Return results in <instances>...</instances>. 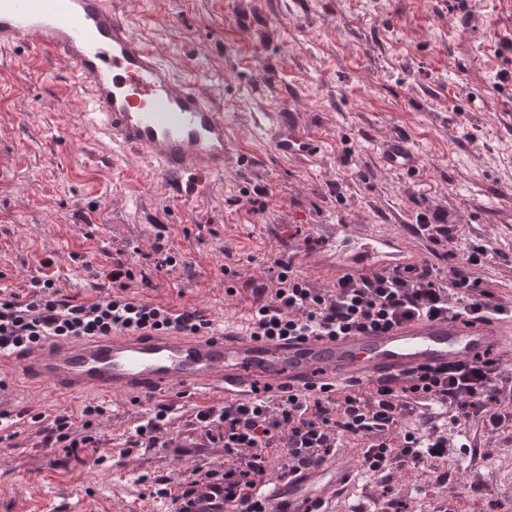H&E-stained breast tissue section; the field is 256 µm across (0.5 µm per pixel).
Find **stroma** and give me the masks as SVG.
<instances>
[{
  "label": "stroma",
  "mask_w": 512,
  "mask_h": 512,
  "mask_svg": "<svg viewBox=\"0 0 512 512\" xmlns=\"http://www.w3.org/2000/svg\"><path fill=\"white\" fill-rule=\"evenodd\" d=\"M136 36L177 74L221 93L230 136L224 173L196 198L133 158L106 149L60 97L67 66L0 55V288H25L50 262L64 294L94 296L96 276L121 259L150 274L145 299L193 307L215 323L250 322L248 281L274 284V261L343 222L409 232L420 214L447 211L458 236L496 253L479 275L495 301L512 303V0H112ZM266 112L293 114L317 135L312 158L281 159L256 128ZM405 134L420 169L384 168L381 141ZM266 197L265 212L252 202ZM175 255L155 270V245ZM238 289L226 294L227 271ZM15 410L79 413L87 396L58 402L6 373ZM104 439L93 460L59 465L57 448L33 445L36 428L0 444V512H170L193 469L223 464L220 448H189L203 399L185 400L171 448L126 449L154 402L105 398ZM359 440L345 449L360 471L336 512H375L383 489L406 512H512V435L471 426L448 456V483L414 465L384 477L362 467Z\"/></svg>",
  "instance_id": "1"
}]
</instances>
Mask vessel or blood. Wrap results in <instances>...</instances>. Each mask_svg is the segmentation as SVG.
<instances>
[{
	"label": "vessel or blood",
	"mask_w": 512,
	"mask_h": 512,
	"mask_svg": "<svg viewBox=\"0 0 512 512\" xmlns=\"http://www.w3.org/2000/svg\"><path fill=\"white\" fill-rule=\"evenodd\" d=\"M27 49L33 60L54 58L72 67L70 96L83 103V123L116 157L136 156L190 197L202 177L224 172L228 124L216 96L177 76L147 41L135 37L112 0H0V52ZM260 129L279 157H312L321 146L266 113ZM379 158L391 171L412 173L420 161L402 135L383 141ZM425 238L329 225L313 255L298 251L319 277L366 275L421 266ZM487 356L512 362V318L439 316L386 330L292 339L256 337L232 324L207 336L170 330L56 341L24 353L0 352V370L19 369L33 386L57 398L82 394L121 398H178L215 394L251 401L256 390L279 396L288 388L331 385L347 393L379 385H407L426 369ZM342 454L300 469L260 492L273 512H310L335 499L351 481Z\"/></svg>",
	"instance_id": "obj_1"
}]
</instances>
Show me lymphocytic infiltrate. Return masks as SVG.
<instances>
[{"mask_svg":"<svg viewBox=\"0 0 512 512\" xmlns=\"http://www.w3.org/2000/svg\"><path fill=\"white\" fill-rule=\"evenodd\" d=\"M492 253L490 246L472 245L464 264L444 276L428 265L402 272L346 275L328 291L314 287L297 273L293 258L283 256L275 261V287L261 284L254 289L248 328L264 337L334 336L354 329H385L421 316L512 317V306L494 302L483 279L472 271ZM105 278L97 295L82 301L63 294L56 275L47 271L24 292L1 288L0 350L136 332L176 330L202 335L213 327V319L198 309L174 310L135 296L133 286L149 288L153 281L122 261H114ZM497 376L496 361L483 360L420 372L407 387L380 386L367 404L356 395L334 398L291 389L274 399L258 397L200 408L194 415L195 429L202 434L204 447L223 448L226 462L218 468L194 469L181 494L172 498L174 512H194L197 488L204 483L221 497L227 512H269L259 487L271 454L285 449L287 467L293 473L319 463L343 437L368 439L364 459L373 473H383L409 458L424 466L436 482L446 484L448 470L443 461L448 438L441 429L434 426L422 433H405L397 446L389 441V431L409 402L432 397L451 406L462 405L461 413L451 415V427L459 429L482 419L496 429L512 426V412L489 410L500 401ZM107 412L106 406L90 403L77 418L40 413L34 417L36 435L42 447L62 449L65 460L77 461L101 446L98 422ZM173 414L172 405L155 404L135 426L129 447H169Z\"/></svg>","mask_w":512,"mask_h":512,"instance_id":"obj_1","label":"lymphocytic infiltrate"}]
</instances>
